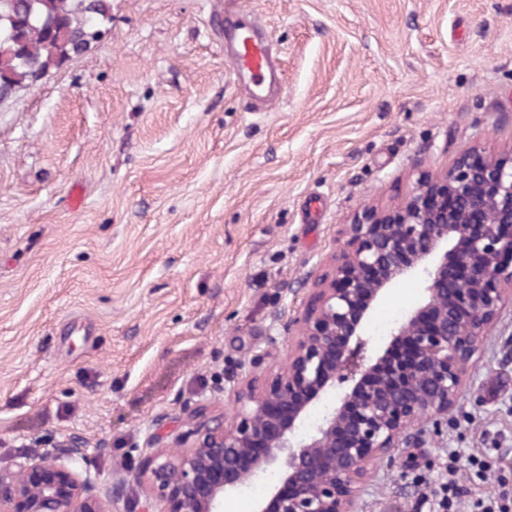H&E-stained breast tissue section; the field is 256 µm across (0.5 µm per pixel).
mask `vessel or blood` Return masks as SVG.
<instances>
[{"instance_id": "1", "label": "vessel or blood", "mask_w": 512, "mask_h": 512, "mask_svg": "<svg viewBox=\"0 0 512 512\" xmlns=\"http://www.w3.org/2000/svg\"><path fill=\"white\" fill-rule=\"evenodd\" d=\"M215 36L224 45V58L252 103L270 105L282 93V70L262 18L246 20L239 0H224L217 12Z\"/></svg>"}]
</instances>
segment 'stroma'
<instances>
[{
  "label": "stroma",
  "instance_id": "stroma-1",
  "mask_svg": "<svg viewBox=\"0 0 512 512\" xmlns=\"http://www.w3.org/2000/svg\"><path fill=\"white\" fill-rule=\"evenodd\" d=\"M281 51L250 111L212 31L217 0H110L82 54L0 99V465L83 438L98 489L170 446L288 349L314 280L364 209L395 210L467 151L512 152V0H243ZM84 197L73 207L72 194ZM439 424L369 465L356 512H411L451 448L512 467V282ZM419 296L401 282L365 354ZM418 468H411V461Z\"/></svg>",
  "mask_w": 512,
  "mask_h": 512
}]
</instances>
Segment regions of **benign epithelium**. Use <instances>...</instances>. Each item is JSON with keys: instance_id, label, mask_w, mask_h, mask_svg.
I'll use <instances>...</instances> for the list:
<instances>
[{"instance_id": "benign-epithelium-1", "label": "benign epithelium", "mask_w": 512, "mask_h": 512, "mask_svg": "<svg viewBox=\"0 0 512 512\" xmlns=\"http://www.w3.org/2000/svg\"><path fill=\"white\" fill-rule=\"evenodd\" d=\"M505 224L512 154L466 152L417 181L399 209L370 210L345 225L337 262L314 282L286 356L263 378L229 390L235 416L226 421L216 402H197L169 434L181 452L143 460L142 512H224V500L270 474L276 480L254 512H353L367 466L389 456L421 417L445 414L456 400L462 367L501 308L500 276L512 277ZM450 263L463 271L454 288ZM406 279L420 283L419 302L380 352L364 355L373 311ZM400 343L409 354L383 369ZM343 373L351 385L338 392ZM68 448L1 467L0 512H119L121 484L97 490L78 467L83 439L70 437Z\"/></svg>"}]
</instances>
